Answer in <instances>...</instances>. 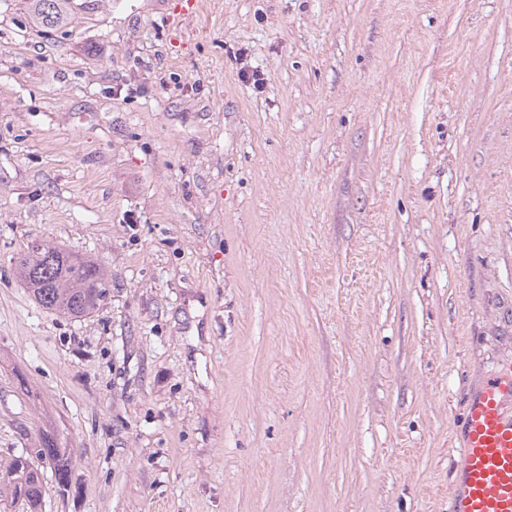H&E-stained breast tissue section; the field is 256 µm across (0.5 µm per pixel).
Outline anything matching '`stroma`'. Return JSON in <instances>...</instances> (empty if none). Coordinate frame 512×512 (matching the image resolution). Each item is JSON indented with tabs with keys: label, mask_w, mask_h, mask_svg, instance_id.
I'll return each instance as SVG.
<instances>
[{
	"label": "stroma",
	"mask_w": 512,
	"mask_h": 512,
	"mask_svg": "<svg viewBox=\"0 0 512 512\" xmlns=\"http://www.w3.org/2000/svg\"><path fill=\"white\" fill-rule=\"evenodd\" d=\"M175 3L0 0V469L48 423L42 512H448L512 359V0ZM36 236L103 305L29 297ZM66 0H32L34 12L42 27L53 29L64 21L63 2ZM13 272L45 312L74 319L97 309L110 293L100 262L45 239L28 241L14 259Z\"/></svg>",
	"instance_id": "1"
}]
</instances>
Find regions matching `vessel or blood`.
<instances>
[{
	"label": "vessel or blood",
	"mask_w": 512,
	"mask_h": 512,
	"mask_svg": "<svg viewBox=\"0 0 512 512\" xmlns=\"http://www.w3.org/2000/svg\"><path fill=\"white\" fill-rule=\"evenodd\" d=\"M448 512H512V360L467 400Z\"/></svg>",
	"instance_id": "b4317fda"
}]
</instances>
